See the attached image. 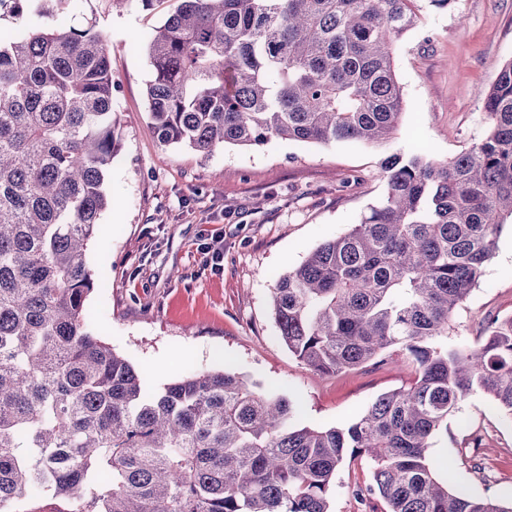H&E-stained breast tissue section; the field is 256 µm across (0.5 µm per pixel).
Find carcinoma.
<instances>
[{"label":"carcinoma","instance_id":"cac0c4a2","mask_svg":"<svg viewBox=\"0 0 512 512\" xmlns=\"http://www.w3.org/2000/svg\"><path fill=\"white\" fill-rule=\"evenodd\" d=\"M84 0H0V512H330L346 460L386 512H512L448 486L429 454L481 392L512 419V317L438 346L512 222V60L479 90L489 131L446 161L383 160L386 194L272 291L279 336L339 373L389 350L415 368L348 426L292 423L284 396L225 370L150 393L96 335L89 241L118 153L104 35L42 20ZM416 0H182L146 46L160 141L384 143L403 113L394 69Z\"/></svg>","mask_w":512,"mask_h":512}]
</instances>
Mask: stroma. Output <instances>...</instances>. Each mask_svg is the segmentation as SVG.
Returning <instances> with one entry per match:
<instances>
[{
	"mask_svg": "<svg viewBox=\"0 0 512 512\" xmlns=\"http://www.w3.org/2000/svg\"><path fill=\"white\" fill-rule=\"evenodd\" d=\"M162 0L123 9L87 0L54 25L94 21L108 43L117 85L113 110L121 150L106 186L87 261L96 272L87 301L96 332L144 373L148 391L204 370H226L286 396L298 425L357 421L382 393L409 384L410 364L384 363L322 374L282 342L272 314L278 278L322 242L349 231L386 193L389 150L420 144L448 160L488 127L477 89L512 60V0H417L419 20L398 41L395 70L405 111L390 147L271 140L228 145L208 156L161 145L147 112L145 50L152 30L178 7ZM220 235L221 271L206 268L202 232ZM489 316H512V224L504 225L479 286L455 309L449 344L478 343ZM431 455L450 484L473 497L512 503V420L481 393L469 395L433 440ZM364 463L343 464L330 512H385Z\"/></svg>",
	"mask_w": 512,
	"mask_h": 512,
	"instance_id": "obj_1",
	"label": "stroma"
}]
</instances>
